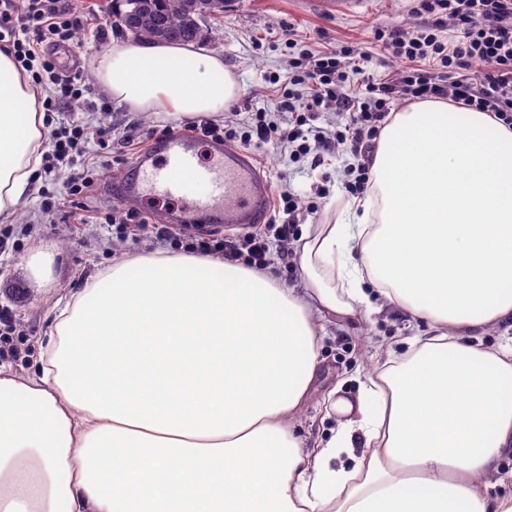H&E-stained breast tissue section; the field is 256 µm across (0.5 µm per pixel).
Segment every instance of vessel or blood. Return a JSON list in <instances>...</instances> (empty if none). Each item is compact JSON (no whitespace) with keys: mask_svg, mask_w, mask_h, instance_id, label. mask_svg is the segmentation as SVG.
I'll return each instance as SVG.
<instances>
[{"mask_svg":"<svg viewBox=\"0 0 512 512\" xmlns=\"http://www.w3.org/2000/svg\"><path fill=\"white\" fill-rule=\"evenodd\" d=\"M209 160H202V152ZM205 192L194 195L195 187ZM118 197L144 209L165 208L164 219L184 228L194 218L243 227L263 223L270 190L254 159L220 139H199L191 132L158 137L140 154L118 185Z\"/></svg>","mask_w":512,"mask_h":512,"instance_id":"vessel-or-blood-1","label":"vessel or blood"}]
</instances>
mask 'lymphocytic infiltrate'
Instances as JSON below:
<instances>
[{
	"mask_svg": "<svg viewBox=\"0 0 512 512\" xmlns=\"http://www.w3.org/2000/svg\"><path fill=\"white\" fill-rule=\"evenodd\" d=\"M419 6L434 15L432 27L412 35L374 31L375 40L387 53L404 62L403 70L378 81L368 75L363 61L349 47L307 53L292 62L291 73L276 87L281 107L291 115V129L282 131L267 122L263 113L255 112L243 120L245 142L275 144L287 150L293 161L309 158L314 168L327 157L348 153L352 160L340 188L347 196L360 197L371 185L375 142L397 97L445 98L492 113L512 126V0H419ZM88 21L74 0H0V47L10 50L18 66L30 72L34 84L47 80L54 85L53 94L42 102L46 111H61L83 96L81 73H61L50 50L71 42ZM446 24L458 31L448 41L440 35ZM329 105L345 118L332 131L315 123L317 113ZM81 140L94 142L99 162L72 173L66 198H47L41 206L48 212L68 210L84 224L88 221L84 199L108 170L103 159L112 152L110 130L74 122L68 135L51 134L44 168L53 170L55 160L65 157ZM314 210V203L300 195L279 192L274 222L280 240L290 241L296 224ZM267 251L266 238L257 233L219 240L209 249L228 262L243 260L261 270L267 267Z\"/></svg>",
	"mask_w": 512,
	"mask_h": 512,
	"instance_id": "obj_1",
	"label": "lymphocytic infiltrate"
}]
</instances>
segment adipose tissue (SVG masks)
<instances>
[{
    "instance_id": "ef3b65f1",
    "label": "adipose tissue",
    "mask_w": 512,
    "mask_h": 512,
    "mask_svg": "<svg viewBox=\"0 0 512 512\" xmlns=\"http://www.w3.org/2000/svg\"><path fill=\"white\" fill-rule=\"evenodd\" d=\"M93 73L117 106L223 116L220 53L121 41ZM46 138L37 92L0 49V218ZM304 281L217 256H127L53 316L37 372L0 368V512H512L482 489L512 453V127L432 100L382 129L365 198L294 243ZM425 321L409 351L329 390L333 426L296 418L321 369L317 320L379 305Z\"/></svg>"
}]
</instances>
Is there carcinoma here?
<instances>
[{
  "label": "carcinoma",
  "mask_w": 512,
  "mask_h": 512,
  "mask_svg": "<svg viewBox=\"0 0 512 512\" xmlns=\"http://www.w3.org/2000/svg\"><path fill=\"white\" fill-rule=\"evenodd\" d=\"M125 9L112 13V24L118 25L131 14L143 15V29L136 41L152 43L159 36L173 42H192L199 36L198 26L189 21L186 0H123Z\"/></svg>",
  "instance_id": "cac0c4a2"
}]
</instances>
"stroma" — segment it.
Wrapping results in <instances>:
<instances>
[{"instance_id": "stroma-1", "label": "stroma", "mask_w": 512, "mask_h": 512, "mask_svg": "<svg viewBox=\"0 0 512 512\" xmlns=\"http://www.w3.org/2000/svg\"><path fill=\"white\" fill-rule=\"evenodd\" d=\"M113 0H83L95 25L74 39L88 87L97 82L91 62L122 34L111 22ZM417 0H228L223 14L207 19L203 25L201 47L223 55L224 65L235 76L240 91L235 105L240 112L264 110L267 119L284 118L269 77L286 76L293 57L306 50L349 46L371 52L367 71L374 78L400 69L383 50L374 47L375 29L417 32L434 21L433 16L417 11ZM96 109L74 102L70 110L50 115L48 130L66 126L75 119L92 127L112 131V152L108 157L110 176L94 186L87 202L106 213L119 206L112 192L114 183L127 175L137 157L149 145V131H162L165 122L147 112H131L116 105L100 111L102 95H95ZM261 173L272 189L290 188L305 200L317 202L316 214L308 216L311 224H325L337 219L347 198L338 188L344 161H325L319 174L310 176L308 160L292 162L275 146H249ZM85 154H77L57 165L52 173H38L31 192L19 205L8 223L13 233L8 243L0 245V311L9 312L27 348L25 358L5 360L6 368L22 375L35 371L40 345L47 339L56 302L67 301L83 288L86 280L124 256L163 253L180 254V247L158 242L146 234L121 235L109 224H78L64 212L47 214L40 207L43 198L64 197L73 171L81 169ZM327 188L326 198H319V188ZM51 248L53 262L48 277L31 274L26 268L29 256L40 248ZM424 323L411 320L401 311L384 307L369 316L328 324L322 343L323 369L314 386L311 400L299 416L303 436L309 441L325 437L327 422L322 419L321 401L332 387L341 395H357L356 377L386 360L388 352L404 353L405 338L422 335Z\"/></svg>"}]
</instances>
